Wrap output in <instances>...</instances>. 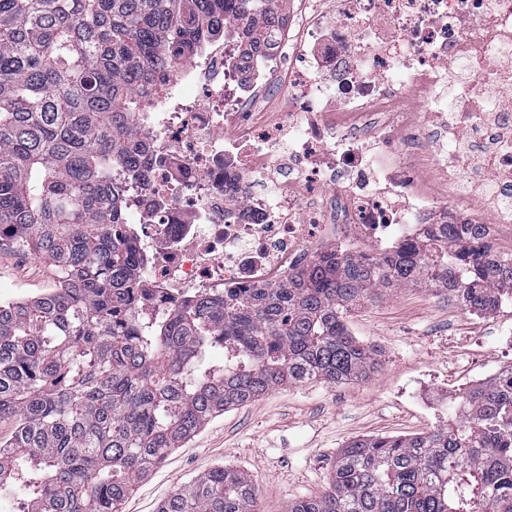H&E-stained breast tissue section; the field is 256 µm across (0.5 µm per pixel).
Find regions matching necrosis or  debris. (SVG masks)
<instances>
[{"label": "necrosis or debris", "mask_w": 512, "mask_h": 512, "mask_svg": "<svg viewBox=\"0 0 512 512\" xmlns=\"http://www.w3.org/2000/svg\"><path fill=\"white\" fill-rule=\"evenodd\" d=\"M319 2L257 52L225 21L137 118L125 229L149 304L278 288L444 224L512 229V0Z\"/></svg>", "instance_id": "4bbe7bcc"}]
</instances>
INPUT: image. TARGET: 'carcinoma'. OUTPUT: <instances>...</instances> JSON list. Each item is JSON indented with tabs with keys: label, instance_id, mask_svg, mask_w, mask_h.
Listing matches in <instances>:
<instances>
[{
	"label": "carcinoma",
	"instance_id": "1",
	"mask_svg": "<svg viewBox=\"0 0 512 512\" xmlns=\"http://www.w3.org/2000/svg\"><path fill=\"white\" fill-rule=\"evenodd\" d=\"M226 0H0V249L50 260L58 285L0 301V493L18 512H121L135 481L224 410L282 385L341 384L380 366L351 311L399 288L462 309L512 301V253L481 224H445L388 255L336 254L285 288L140 301L143 256L112 170L141 169L133 120L224 30ZM250 46L276 0H234ZM425 434L354 439L331 483L286 512H512V372L453 401ZM250 475L222 465L158 512H256Z\"/></svg>",
	"mask_w": 512,
	"mask_h": 512
}]
</instances>
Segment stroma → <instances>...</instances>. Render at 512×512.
Listing matches in <instances>:
<instances>
[{
	"mask_svg": "<svg viewBox=\"0 0 512 512\" xmlns=\"http://www.w3.org/2000/svg\"><path fill=\"white\" fill-rule=\"evenodd\" d=\"M57 282L50 261L0 250V299H30ZM503 323L512 324V303L470 313L449 304L445 293L424 288H402L364 303L351 313L348 327L380 351L377 372L346 384L277 388L224 412L137 481L122 512H158L174 491L218 464L251 475L260 512H285L289 500L327 488L350 441L437 428L409 395V384L422 377L436 390L458 394L473 369L503 362L488 342Z\"/></svg>",
	"mask_w": 512,
	"mask_h": 512,
	"instance_id": "1",
	"label": "stroma"
}]
</instances>
